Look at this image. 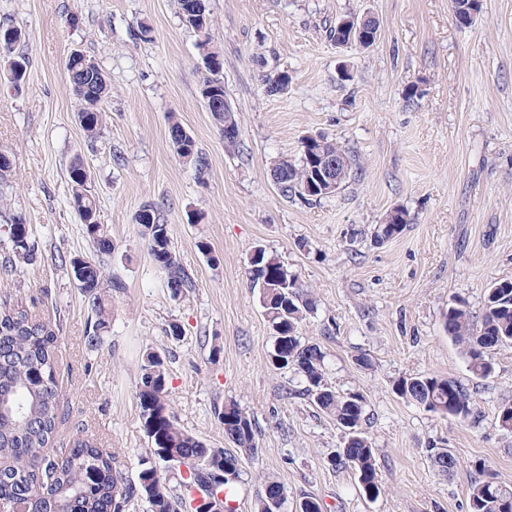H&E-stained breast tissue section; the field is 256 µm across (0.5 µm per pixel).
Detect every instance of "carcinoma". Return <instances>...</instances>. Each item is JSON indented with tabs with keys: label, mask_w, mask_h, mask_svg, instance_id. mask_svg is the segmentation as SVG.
Returning a JSON list of instances; mask_svg holds the SVG:
<instances>
[{
	"label": "carcinoma",
	"mask_w": 512,
	"mask_h": 512,
	"mask_svg": "<svg viewBox=\"0 0 512 512\" xmlns=\"http://www.w3.org/2000/svg\"><path fill=\"white\" fill-rule=\"evenodd\" d=\"M178 13L186 26L199 32L202 59L223 68L221 54L210 47L212 19L206 0H177ZM483 0H472L468 9L456 15L460 26H469L481 13ZM21 32L0 28V55L7 57L10 79L17 83L26 73L27 63L13 57L12 50ZM67 71L78 100L76 119L84 134L94 139L106 119L104 105L110 93L107 78L98 64L82 52L71 53ZM170 138L176 154L197 171L207 169L206 158L195 140L178 121H173ZM325 155L337 162L336 187L348 179L351 162L336 148L333 140L321 134L305 138L300 160L277 161L272 173H280L279 190L303 200L326 197L310 193L306 186L312 179V157ZM13 162L0 153V201L11 188ZM70 205L79 215L94 253L68 258L71 273L91 304L88 343H103L112 324V286L105 284L100 256L112 252V238L99 220V208L91 190V173L83 158L75 156L69 166ZM7 246L0 250V269L8 272L31 263L36 255L32 230L18 216L7 217ZM142 227L147 252L155 266L165 275L166 286L178 291L196 287L195 280L178 260L172 249L169 225L161 220L158 209L148 205L136 217ZM409 223L402 208L389 211L376 226L375 237H397ZM250 283L260 289V304L275 338L270 355L277 369L291 368L305 384L303 394L320 411L336 420L344 439L356 449L340 462L355 471L363 491L379 493V474L374 448L361 430L365 417V399H349L328 384L324 372V354L317 344L301 343L298 328L307 313L316 307L315 297L288 268L261 250L259 260L249 264ZM448 337L459 344L474 376L489 379L495 367L491 352L482 348L479 337L494 336L500 346L512 345V280L495 281L487 289L483 311L474 319L465 300L448 303L443 314ZM59 326L32 316L13 303L12 297H0V405L24 406L27 421L0 411V503L22 499L28 512H116L121 504L133 499L145 500L148 512H183L184 497L175 492L163 477L157 462L177 459L192 468L189 480L208 484L217 481L227 468L238 469L244 457L256 450L255 424L251 416L234 402L218 411L230 448H211L179 424L167 399L168 379L164 360L155 351H146L140 365L136 397L141 423L151 444L152 460L141 459L135 481H125L112 467V456L89 440L77 436L61 456L50 458L42 450L50 447L59 419L57 349ZM394 391L401 398L460 420L473 416L475 404L470 394L456 381L433 374H414L399 379ZM496 423L500 430L512 433V402L499 407ZM433 466L442 475L451 473L455 459L446 448H436L431 455ZM284 486L267 480L256 502V512H278L273 500ZM469 512H512V483L479 479L470 488Z\"/></svg>",
	"instance_id": "carcinoma-1"
}]
</instances>
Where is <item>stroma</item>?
I'll return each instance as SVG.
<instances>
[{"label":"stroma","instance_id":"35a3bbf8","mask_svg":"<svg viewBox=\"0 0 512 512\" xmlns=\"http://www.w3.org/2000/svg\"><path fill=\"white\" fill-rule=\"evenodd\" d=\"M212 46L242 148L224 136L200 90V35L176 0H0V26L21 30L28 61L21 85L0 66V153L14 166L8 197L30 224L36 260L0 271V289L33 315L59 323L60 418L50 450L76 432L107 449L135 480L149 446L136 399L140 354L165 360L168 400L181 427L227 447L215 407L236 402L256 424V452L242 461L240 512H254L266 478L284 486V512L308 497L324 512H469L478 465L512 482V434L495 425L512 399V347L495 351V375L469 372L443 314L453 297L480 315L492 281L512 278V0H484L458 27L451 0H207ZM374 16L368 49L339 47L329 30L345 15ZM150 29L148 38L139 27ZM91 56L111 91L99 136L87 139L66 70ZM351 80H343L342 70ZM287 74L282 94L266 80ZM418 88L407 99V88ZM206 154L205 173L174 151L172 122ZM323 134L352 159L336 194L310 203L283 197L270 169L298 160L304 137ZM92 173L99 220L112 237L103 256L112 330L89 345L91 310L60 255L91 253L70 206L67 167ZM164 206L177 255L194 277L178 295L150 260L136 216ZM410 218L375 243L392 208ZM210 255H203L200 243ZM260 245L311 290L317 308L300 325L320 345L328 383L365 397L363 429L381 491L369 497L354 472L332 466L342 446L334 419L316 409L301 378L269 363L274 336L247 267ZM178 324L181 336L166 335ZM365 355L368 367L354 358ZM432 373L458 381L478 408L459 421L402 399L396 380ZM445 448L456 466L433 467Z\"/></svg>","mask_w":512,"mask_h":512}]
</instances>
